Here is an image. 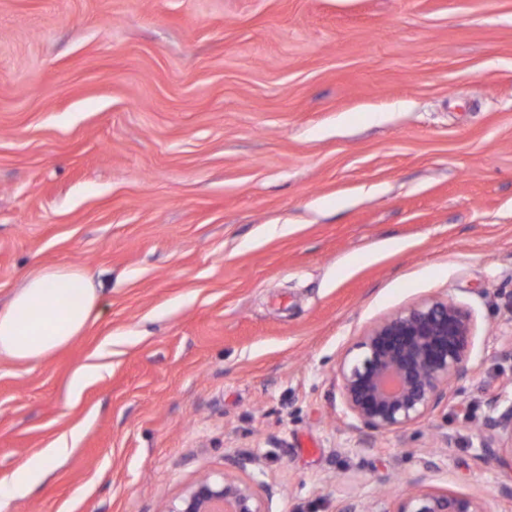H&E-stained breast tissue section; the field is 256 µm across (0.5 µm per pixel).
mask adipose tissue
Listing matches in <instances>:
<instances>
[{
  "instance_id": "adipose-tissue-1",
  "label": "adipose tissue",
  "mask_w": 512,
  "mask_h": 512,
  "mask_svg": "<svg viewBox=\"0 0 512 512\" xmlns=\"http://www.w3.org/2000/svg\"><path fill=\"white\" fill-rule=\"evenodd\" d=\"M101 302L99 289L83 272L35 270L0 306V356L41 360L79 335Z\"/></svg>"
}]
</instances>
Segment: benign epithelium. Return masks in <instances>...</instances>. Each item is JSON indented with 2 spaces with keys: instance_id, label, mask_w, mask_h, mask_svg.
Masks as SVG:
<instances>
[{
  "instance_id": "1",
  "label": "benign epithelium",
  "mask_w": 512,
  "mask_h": 512,
  "mask_svg": "<svg viewBox=\"0 0 512 512\" xmlns=\"http://www.w3.org/2000/svg\"><path fill=\"white\" fill-rule=\"evenodd\" d=\"M474 323L449 299L429 297L375 323L336 369L344 409L368 433H384L424 420L469 377ZM479 435L484 455L512 467V397L488 402ZM205 474L188 484L162 512H270V488L247 472ZM390 512H487L467 495L413 490L394 500Z\"/></svg>"
}]
</instances>
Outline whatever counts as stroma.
Returning <instances> with one entry per match:
<instances>
[{
  "label": "stroma",
  "mask_w": 512,
  "mask_h": 512,
  "mask_svg": "<svg viewBox=\"0 0 512 512\" xmlns=\"http://www.w3.org/2000/svg\"><path fill=\"white\" fill-rule=\"evenodd\" d=\"M43 267L102 307L0 356L5 512H161L241 457L272 512L383 482L512 512L476 431L512 384V0H0V304ZM432 296L474 372L366 435L336 366Z\"/></svg>",
  "instance_id": "stroma-1"
}]
</instances>
